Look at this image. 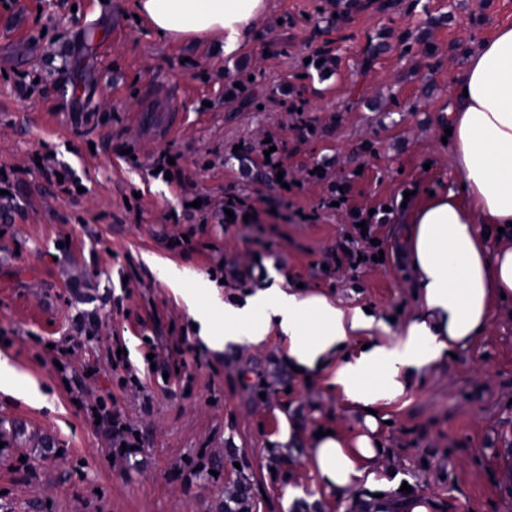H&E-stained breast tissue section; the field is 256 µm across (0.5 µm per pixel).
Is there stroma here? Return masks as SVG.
Listing matches in <instances>:
<instances>
[{
  "label": "stroma",
  "mask_w": 512,
  "mask_h": 512,
  "mask_svg": "<svg viewBox=\"0 0 512 512\" xmlns=\"http://www.w3.org/2000/svg\"><path fill=\"white\" fill-rule=\"evenodd\" d=\"M136 13L135 0H0V167L12 180L0 213V359L48 397L0 390V512H224L241 473L253 512H359L385 484L398 489L397 512L410 497L431 512H512L511 300L481 336L379 404L374 482L343 498L309 462L313 432L364 427L334 368L295 374L274 330L257 345L210 348L193 319L208 313L223 335L224 304L279 281L370 309L346 354L395 343L420 309L404 221L426 193L460 181L443 141L454 87L468 52L512 25V0H268L231 58L219 36L162 37ZM322 53L321 74L312 60ZM158 91L155 124L180 125L148 138L136 117ZM298 101L310 127L290 109ZM270 137L292 193L258 159ZM48 151L65 185L42 175L36 158ZM166 155L175 166L155 174ZM317 166L326 180L308 179ZM338 181L350 209L393 205L384 265L321 272L351 222L349 210L319 206ZM228 193L249 196L256 223H221ZM202 198L208 206L195 207ZM314 210L315 223L294 218ZM235 266L253 278L218 283ZM203 279L217 296L197 293ZM91 313L96 335L73 346ZM68 347V365L54 369ZM119 352L127 366L116 370ZM103 403L139 434L131 460L93 421ZM213 458L221 473L200 476Z\"/></svg>",
  "instance_id": "35a3bbf8"
}]
</instances>
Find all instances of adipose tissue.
I'll return each mask as SVG.
<instances>
[{"label": "adipose tissue", "instance_id": "obj_1", "mask_svg": "<svg viewBox=\"0 0 512 512\" xmlns=\"http://www.w3.org/2000/svg\"><path fill=\"white\" fill-rule=\"evenodd\" d=\"M136 7L154 31L172 38L219 34L229 57L240 52L267 0H137ZM454 97L450 143L462 186L428 196L408 219L406 247L422 309L394 345L340 357L368 319L322 294L302 296L274 286L224 308L225 337L257 344L278 329L288 340L289 365L310 378L335 364L337 385L364 411L366 432L310 441L311 465L322 486L339 497L374 481L372 467L384 453L371 436L376 404L403 392L409 370L479 336L495 299L512 297V245L492 251L484 239L487 230L512 224V25L469 54ZM374 371L380 377L372 382Z\"/></svg>", "mask_w": 512, "mask_h": 512}]
</instances>
